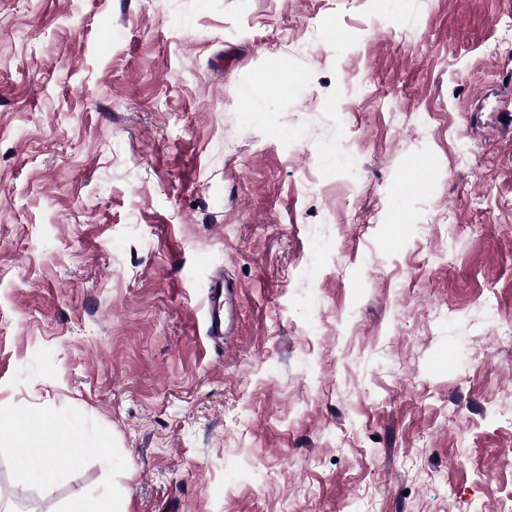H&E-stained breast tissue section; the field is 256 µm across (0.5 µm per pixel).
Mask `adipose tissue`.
Masks as SVG:
<instances>
[{
	"label": "adipose tissue",
	"mask_w": 512,
	"mask_h": 512,
	"mask_svg": "<svg viewBox=\"0 0 512 512\" xmlns=\"http://www.w3.org/2000/svg\"><path fill=\"white\" fill-rule=\"evenodd\" d=\"M17 413L9 408L0 407V445L8 447L42 448L46 454L39 465H31L23 456H16L15 466L25 480L42 491H53L60 474L56 465L58 456H66L70 464H79L87 453L103 452L105 440L85 434L76 426L68 425L55 434H49L40 427L26 430L16 429Z\"/></svg>",
	"instance_id": "1"
}]
</instances>
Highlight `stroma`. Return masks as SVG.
Returning <instances> with one entry per match:
<instances>
[{
	"label": "stroma",
	"instance_id": "obj_1",
	"mask_svg": "<svg viewBox=\"0 0 512 512\" xmlns=\"http://www.w3.org/2000/svg\"><path fill=\"white\" fill-rule=\"evenodd\" d=\"M506 109L512 0H0V405L110 443L7 508L507 512ZM238 286L229 278L223 275L215 277L208 289V297L213 304L220 301L224 296V315L221 316L220 306L212 307L208 313L207 336L214 344L224 342L227 346L228 340L236 335L235 329V299L238 293ZM61 512H124L121 499L112 490L94 496L75 497L67 500Z\"/></svg>",
	"mask_w": 512,
	"mask_h": 512
}]
</instances>
